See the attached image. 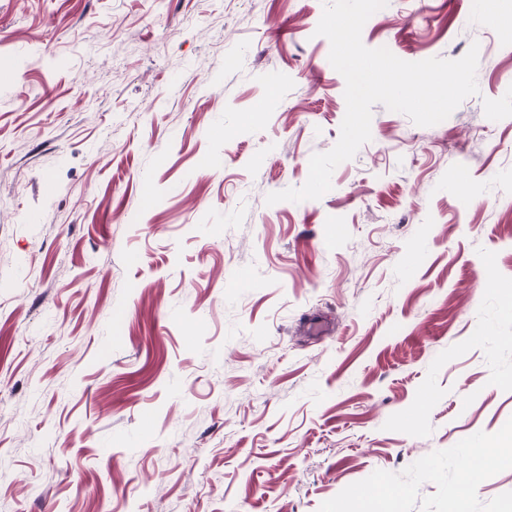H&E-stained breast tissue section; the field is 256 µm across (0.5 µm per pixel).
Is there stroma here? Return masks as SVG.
I'll list each match as a JSON object with an SVG mask.
<instances>
[{
	"label": "stroma",
	"instance_id": "35a3bbf8",
	"mask_svg": "<svg viewBox=\"0 0 512 512\" xmlns=\"http://www.w3.org/2000/svg\"><path fill=\"white\" fill-rule=\"evenodd\" d=\"M328 2L0 0V512H455L512 449V0H388L363 44L478 95L270 206L340 135Z\"/></svg>",
	"mask_w": 512,
	"mask_h": 512
}]
</instances>
